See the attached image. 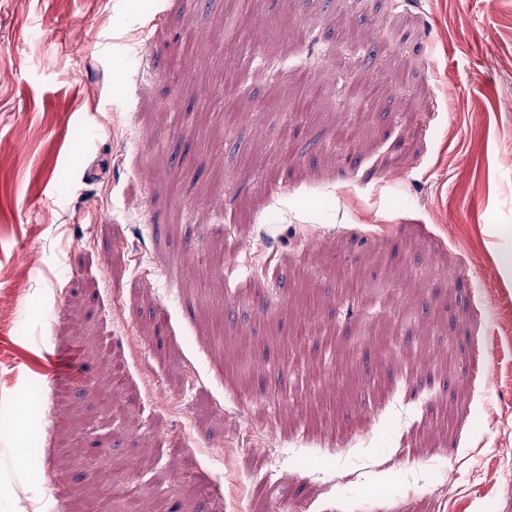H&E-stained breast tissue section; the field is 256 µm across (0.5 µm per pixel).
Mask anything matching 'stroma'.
<instances>
[{"label": "stroma", "instance_id": "stroma-1", "mask_svg": "<svg viewBox=\"0 0 512 512\" xmlns=\"http://www.w3.org/2000/svg\"><path fill=\"white\" fill-rule=\"evenodd\" d=\"M0 267V512H503L512 0H0Z\"/></svg>", "mask_w": 512, "mask_h": 512}]
</instances>
